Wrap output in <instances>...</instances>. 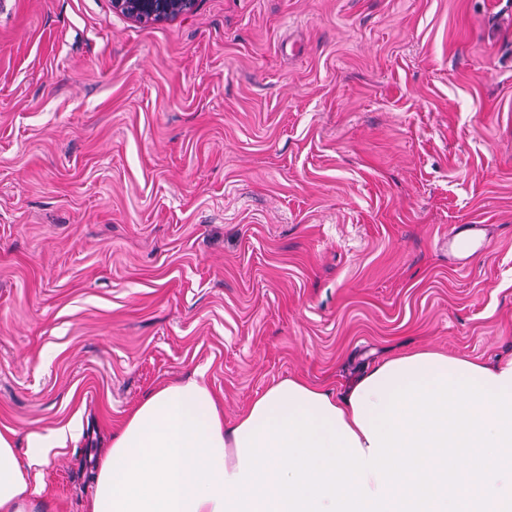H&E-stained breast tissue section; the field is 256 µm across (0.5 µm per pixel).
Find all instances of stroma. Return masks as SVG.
Masks as SVG:
<instances>
[{"mask_svg":"<svg viewBox=\"0 0 512 512\" xmlns=\"http://www.w3.org/2000/svg\"><path fill=\"white\" fill-rule=\"evenodd\" d=\"M425 347L512 356V0H0V430L83 426L18 448L48 512L164 383L231 423ZM197 0H113L117 12L141 22L159 23L191 12ZM82 434V424L73 419L67 427L54 431L51 435L30 434L27 436V447L31 449L33 459L40 457L44 448L65 447L68 438L78 439Z\"/></svg>","mask_w":512,"mask_h":512,"instance_id":"stroma-1","label":"stroma"}]
</instances>
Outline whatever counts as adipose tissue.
I'll list each match as a JSON object with an SVG mask.
<instances>
[{
    "label": "adipose tissue",
    "instance_id": "adipose-tissue-1",
    "mask_svg": "<svg viewBox=\"0 0 512 512\" xmlns=\"http://www.w3.org/2000/svg\"><path fill=\"white\" fill-rule=\"evenodd\" d=\"M440 377H469L495 392L505 385L512 400V358L490 367L432 349L386 358L339 395L298 379L279 381L231 424L203 373L170 382L144 398L113 435L96 469L89 512H222L220 499L233 496L229 480L242 466L240 441L255 425L307 411L354 433L365 456L373 450L369 419L384 412L393 389ZM16 446V432L1 430L0 512H39L38 490Z\"/></svg>",
    "mask_w": 512,
    "mask_h": 512
}]
</instances>
